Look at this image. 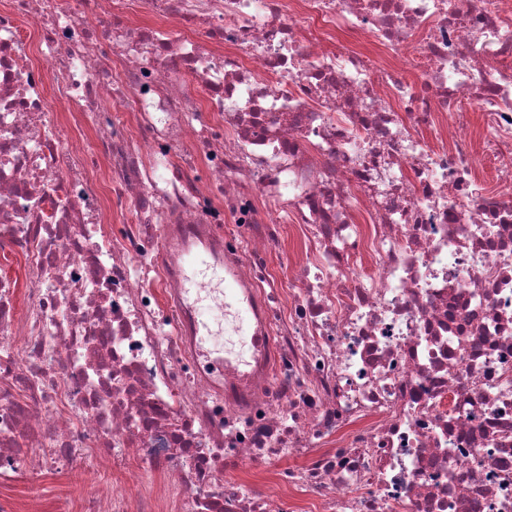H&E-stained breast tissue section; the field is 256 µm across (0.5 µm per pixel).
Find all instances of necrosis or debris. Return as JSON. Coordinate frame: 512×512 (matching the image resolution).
<instances>
[{
    "mask_svg": "<svg viewBox=\"0 0 512 512\" xmlns=\"http://www.w3.org/2000/svg\"><path fill=\"white\" fill-rule=\"evenodd\" d=\"M193 245L247 376L194 371ZM0 261L1 476L108 450L174 480L90 512H512V0H0ZM281 248L275 249L269 253L267 257V263L272 270L276 271L285 279V281H287L288 267L285 259V251H287L289 254H292L297 250L296 238L292 232L291 236L290 234H288V236L285 234V242L282 244Z\"/></svg>",
    "mask_w": 512,
    "mask_h": 512,
    "instance_id": "4bbe7bcc",
    "label": "necrosis or debris"
}]
</instances>
